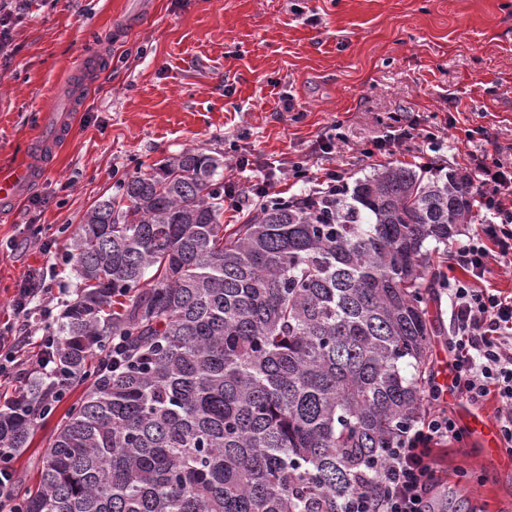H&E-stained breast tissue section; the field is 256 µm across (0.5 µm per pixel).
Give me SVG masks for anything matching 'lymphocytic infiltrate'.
<instances>
[{
  "label": "lymphocytic infiltrate",
  "mask_w": 512,
  "mask_h": 512,
  "mask_svg": "<svg viewBox=\"0 0 512 512\" xmlns=\"http://www.w3.org/2000/svg\"><path fill=\"white\" fill-rule=\"evenodd\" d=\"M488 213L479 229L449 257L448 288L452 357L450 394L483 405L496 398L494 418L504 449L512 448V295L485 287L494 269L512 265V168L482 166L476 185ZM48 288L45 278L28 275L17 289L12 305L18 324L0 332V345L12 340L5 361H0V379L22 380L33 373L50 375L60 389H67L71 376L51 367L46 356L30 360L22 349L32 339L30 320L34 301ZM464 431L447 409L427 410L406 430L399 447L390 449L377 474L372 493H357L345 512H429L428 496L435 483L437 446L461 441Z\"/></svg>",
  "instance_id": "f902f5d3"
}]
</instances>
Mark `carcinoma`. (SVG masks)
<instances>
[{"label":"carcinoma","mask_w":512,"mask_h":512,"mask_svg":"<svg viewBox=\"0 0 512 512\" xmlns=\"http://www.w3.org/2000/svg\"><path fill=\"white\" fill-rule=\"evenodd\" d=\"M471 176L384 168L329 209L224 227V161L186 149L120 182L67 245L77 298L52 359L93 383L12 490L17 512H342L424 412L431 252L472 219ZM134 357L102 372L110 338ZM0 413V465L54 384Z\"/></svg>","instance_id":"obj_1"}]
</instances>
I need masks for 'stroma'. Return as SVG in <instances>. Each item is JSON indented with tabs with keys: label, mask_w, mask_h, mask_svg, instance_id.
Here are the masks:
<instances>
[{
	"label": "stroma",
	"mask_w": 512,
	"mask_h": 512,
	"mask_svg": "<svg viewBox=\"0 0 512 512\" xmlns=\"http://www.w3.org/2000/svg\"><path fill=\"white\" fill-rule=\"evenodd\" d=\"M107 30L112 46L68 143L37 189L0 216V326L27 273L47 269L31 226L66 246L119 179L189 147L223 159L225 180L243 188L277 164L285 198L327 168L350 187L372 173L360 151L395 116L418 120L425 135L390 165L471 175L478 156L512 165V0H32L0 57V169L39 163L30 140L57 95L83 82L74 63ZM334 124L342 137L326 154L319 138ZM480 125L486 136L467 140ZM242 155L249 166L237 165ZM295 163L306 178L285 175ZM47 271L66 291L58 316L77 282L70 265ZM59 419L41 422L15 461L24 484L37 483ZM437 461L432 498L453 507L467 489L475 512H512V470L483 461L471 438L441 447Z\"/></svg>",
	"instance_id": "obj_1"
}]
</instances>
